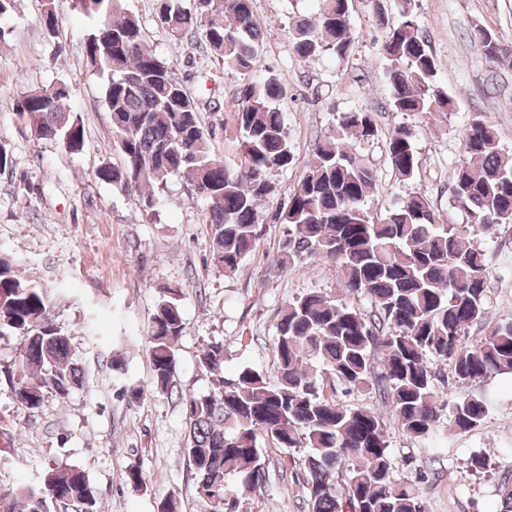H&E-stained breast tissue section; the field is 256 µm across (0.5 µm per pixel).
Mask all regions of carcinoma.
Masks as SVG:
<instances>
[{"mask_svg":"<svg viewBox=\"0 0 512 512\" xmlns=\"http://www.w3.org/2000/svg\"><path fill=\"white\" fill-rule=\"evenodd\" d=\"M121 0H72L73 8L104 21L87 35L86 63L107 75L105 102L116 132L119 166L105 165L98 178L140 194L143 206H162L156 188L185 174L196 197L207 202L211 261L226 272L256 250L261 205L277 192L274 171L293 155L280 101L285 87L263 64L262 29L253 0H156V13L175 40L191 32L240 77L237 126L242 156L233 166L211 151L199 119L197 96L145 43L137 19L122 15ZM311 17L293 20L290 40L302 60L346 59L355 45L349 0H316ZM396 18L379 15L384 86L395 112L423 117L453 111L440 86L438 63L418 21V0H395ZM40 25L58 35L55 0H42ZM486 61L512 63V44L482 25L469 32ZM63 83L38 86L15 102L40 140L77 154L84 149L80 115L68 108ZM378 136L370 112H343L318 141L301 179L279 207L286 225L275 266L284 271L317 258L334 267L350 297L338 301L306 293L281 312L270 374L242 366L222 377L224 345L200 350L198 367L216 376L206 393L182 397L187 456L197 496L209 512H237L241 496L266 482V440L278 448L306 449L304 469L311 512H426L412 481L394 474L388 424L369 408L337 396L375 389L394 423L411 437L436 434L443 412L459 430L483 420L487 403L468 394L441 399L431 362L451 369L461 385H475L512 371V320L489 325L484 305L490 270L474 239L512 224V152L497 129L476 116L463 133L462 157L451 177V200L463 214L445 223L427 196L414 192L383 213L367 208L376 174L355 145ZM414 130L393 128L386 153L396 179L415 180L419 159ZM180 292L165 291L151 318L147 351L150 391L169 393L178 370L176 347L184 330ZM367 298L364 312L354 300ZM50 290L22 278L14 260L0 256V336L24 342L20 363L3 374L25 410L49 396L64 399L82 384L70 337L51 314ZM487 334L467 343L473 324ZM333 385L325 386L326 380ZM500 512H512V478L499 487ZM99 512L95 488L78 466L54 465L37 487L0 488V512Z\"/></svg>","mask_w":512,"mask_h":512,"instance_id":"obj_1","label":"carcinoma"}]
</instances>
